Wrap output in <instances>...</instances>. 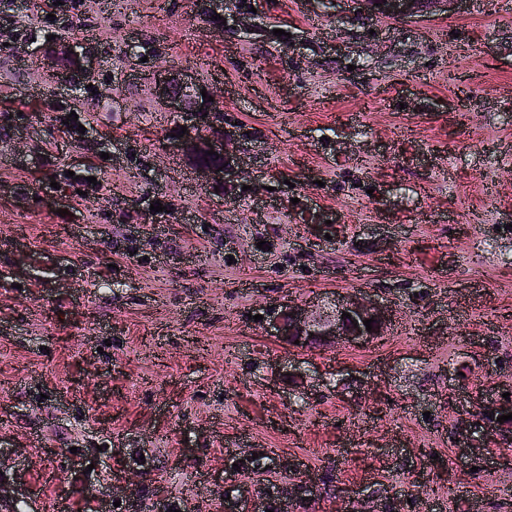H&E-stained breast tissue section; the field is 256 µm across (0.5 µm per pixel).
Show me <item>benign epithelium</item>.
<instances>
[{
	"label": "benign epithelium",
	"mask_w": 512,
	"mask_h": 512,
	"mask_svg": "<svg viewBox=\"0 0 512 512\" xmlns=\"http://www.w3.org/2000/svg\"><path fill=\"white\" fill-rule=\"evenodd\" d=\"M460 0H385L381 3L384 15L391 18L423 17L428 14H445L448 8L455 7ZM52 64L53 75L61 84L74 82L84 74L83 67H63L53 52L44 54ZM203 86L196 83L181 70L160 68L153 74V92L170 112H180L189 118L187 133L174 138L165 149H174L197 162L205 178L222 187L240 177L239 165L229 162L233 157L232 138L224 132L211 131L212 108L214 103H202L200 90ZM219 155V162L201 164L199 158L208 151ZM351 314L347 318L343 313ZM374 319L372 330H366L365 319ZM386 321V310L356 294L336 296L331 300H316L307 305L288 304L284 313L270 320L274 335L287 340L293 339L307 345L315 342L320 345L336 343L338 345L359 346L374 341L381 335ZM478 425L468 421L460 422L456 428L455 444L461 448L469 447L474 430ZM307 492V486L294 482L274 484L268 496L283 505H291ZM224 512H265L263 509L248 506V498L238 495L224 501Z\"/></svg>",
	"instance_id": "7a95c632"
}]
</instances>
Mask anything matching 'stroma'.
Returning a JSON list of instances; mask_svg holds the SVG:
<instances>
[{"instance_id":"35a3bbf8","label":"stroma","mask_w":512,"mask_h":512,"mask_svg":"<svg viewBox=\"0 0 512 512\" xmlns=\"http://www.w3.org/2000/svg\"><path fill=\"white\" fill-rule=\"evenodd\" d=\"M238 6L250 33L197 0H0V512H224L309 474L297 512H512L502 433L453 445L512 389V0ZM71 48L62 90L41 53ZM165 64L218 94L223 192L164 151ZM357 290L393 319L369 345L267 332ZM430 3L429 8L423 6ZM460 0H386L381 3V9L386 17L412 18L428 14L448 13V7H456Z\"/></svg>"}]
</instances>
